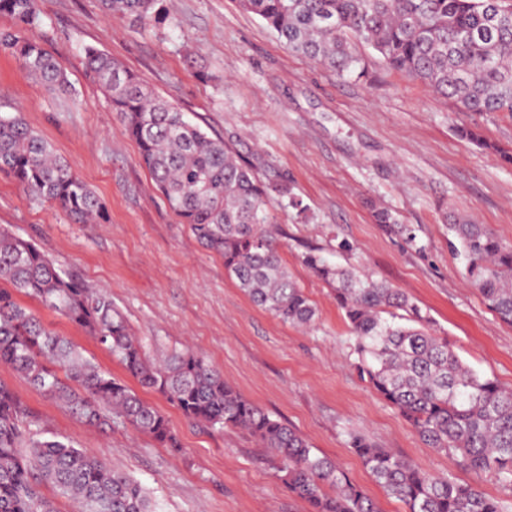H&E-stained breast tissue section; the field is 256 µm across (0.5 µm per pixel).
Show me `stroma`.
Segmentation results:
<instances>
[{
	"label": "stroma",
	"mask_w": 512,
	"mask_h": 512,
	"mask_svg": "<svg viewBox=\"0 0 512 512\" xmlns=\"http://www.w3.org/2000/svg\"><path fill=\"white\" fill-rule=\"evenodd\" d=\"M44 47L69 76L60 92L0 50V114L19 113L89 184L107 207L102 224H74L30 199L0 173V227L31 241L58 266L112 295L143 345L162 360L190 350L226 383L334 460L380 512H407L387 495L348 444L360 434L433 476L446 454L424 445L399 412L361 380L343 311L332 288L303 263L314 250L330 262L390 283L447 337L460 358L512 387V325L466 280L448 247V219L468 216L512 243V167L462 139L473 128L512 149V117L464 112L385 68L357 46L364 75L342 78L291 54L236 0H173L163 24L140 26L104 12L99 0H43ZM139 74L210 135L229 141L260 176L283 181L299 207L275 203L270 227L292 279L317 309L297 327L256 306L180 222L139 160V148L83 67L85 47ZM411 227L414 242L374 222L372 206ZM43 322L80 344L102 371L131 377L66 318L38 308ZM0 383L29 408L36 427L101 456L140 481L158 512H307L244 431L196 426L160 394L139 396L168 418L174 452L113 420L88 426L0 364Z\"/></svg>",
	"instance_id": "stroma-1"
}]
</instances>
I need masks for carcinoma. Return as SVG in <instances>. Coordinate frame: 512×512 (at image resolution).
<instances>
[{"mask_svg": "<svg viewBox=\"0 0 512 512\" xmlns=\"http://www.w3.org/2000/svg\"><path fill=\"white\" fill-rule=\"evenodd\" d=\"M291 52L341 77H360L353 50L372 48L395 73L454 99L465 112L512 115V0H237ZM108 13L142 25L162 24L166 0H101ZM15 22L0 32V48L18 57L35 79L65 90L66 74L36 36L41 0H0ZM86 70L106 93L126 134L140 151L169 208L197 239L224 258V269L253 302L284 323L310 326L316 308L291 279L267 225L287 187L263 181L222 138L210 136L175 105L111 55L84 49ZM469 143L512 165L472 129ZM0 172L13 176L36 201L61 209L78 224L106 220L103 203L52 144L19 115H0ZM378 224L414 236L389 210ZM448 245L487 308L512 325V245L487 226L448 225ZM303 263L333 288L345 314L362 378L397 409L421 439L451 457L455 468L493 472L509 495H486L469 483L436 478L401 455L351 433L349 443L374 481L402 500L407 512H512V388L463 362L430 321L390 284L339 268L317 253ZM30 296L84 329L140 385L162 394L190 421L235 427L270 452L288 492L309 512H379L376 502L312 452L306 440L224 382L190 351L163 361L146 357L111 296L60 269L34 244L0 228V363L93 427L116 417L165 448L180 442L167 417L112 378L80 346L46 327L15 295ZM64 377H59L58 371ZM25 403L0 383V512H55L38 478L73 499L79 512H157L134 477L68 440L41 439Z\"/></svg>", "mask_w": 512, "mask_h": 512, "instance_id": "obj_1", "label": "carcinoma"}]
</instances>
